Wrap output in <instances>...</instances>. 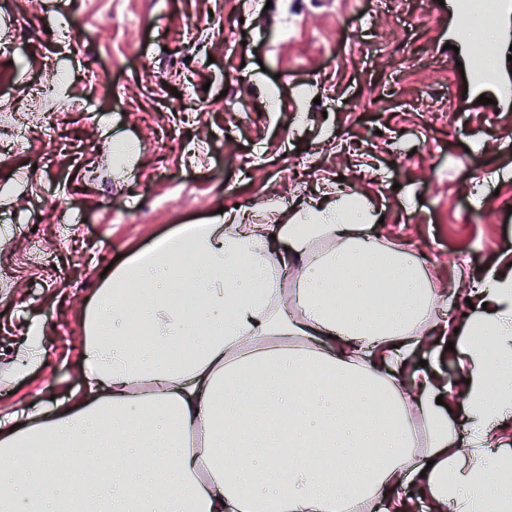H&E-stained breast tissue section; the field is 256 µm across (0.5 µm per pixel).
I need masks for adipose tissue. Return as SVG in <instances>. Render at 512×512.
Instances as JSON below:
<instances>
[{"instance_id":"1","label":"adipose tissue","mask_w":512,"mask_h":512,"mask_svg":"<svg viewBox=\"0 0 512 512\" xmlns=\"http://www.w3.org/2000/svg\"><path fill=\"white\" fill-rule=\"evenodd\" d=\"M364 217L352 198L298 224L220 216L114 269L84 313L86 390L0 417V512H413L412 485L425 512H499L492 482L512 448L487 438L512 416V271L480 281L449 323L408 253L361 235ZM372 255L393 295L377 290ZM292 268L290 291L279 278ZM430 331L448 335L468 380L463 439L436 402L450 391L437 365L403 383ZM314 374L326 384L298 399ZM37 443L48 451L30 457Z\"/></svg>"}]
</instances>
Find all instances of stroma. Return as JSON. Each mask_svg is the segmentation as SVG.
Returning a JSON list of instances; mask_svg holds the SVG:
<instances>
[{"label":"stroma","mask_w":512,"mask_h":512,"mask_svg":"<svg viewBox=\"0 0 512 512\" xmlns=\"http://www.w3.org/2000/svg\"><path fill=\"white\" fill-rule=\"evenodd\" d=\"M468 20L438 0H0V416L81 391L83 315L104 269L220 209L286 224L353 195L365 233L419 259L457 316L512 263V103L452 104ZM394 26L403 40L380 52ZM91 67L100 84H86ZM428 95L442 112L422 111ZM45 109L97 184L47 147L32 121ZM116 142L134 153L114 156ZM65 208L77 221L63 241ZM34 235L46 265L29 260ZM434 348L460 389L435 336L407 378Z\"/></svg>","instance_id":"35a3bbf8"}]
</instances>
